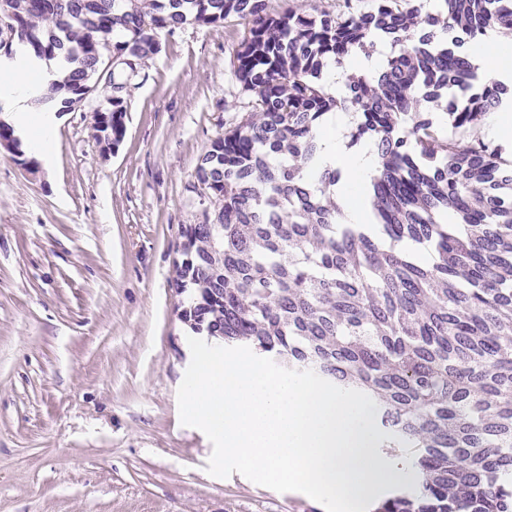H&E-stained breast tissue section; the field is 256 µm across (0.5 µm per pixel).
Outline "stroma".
I'll list each match as a JSON object with an SVG mask.
<instances>
[{
	"instance_id": "stroma-1",
	"label": "stroma",
	"mask_w": 512,
	"mask_h": 512,
	"mask_svg": "<svg viewBox=\"0 0 512 512\" xmlns=\"http://www.w3.org/2000/svg\"><path fill=\"white\" fill-rule=\"evenodd\" d=\"M247 34L233 17L187 24L116 70L115 151L94 136L102 89L54 118L36 173L0 149V512H325L209 475L211 442L179 418L181 228L211 206L201 156L252 109L233 75Z\"/></svg>"
}]
</instances>
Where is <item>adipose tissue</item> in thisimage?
I'll return each instance as SVG.
<instances>
[{
    "mask_svg": "<svg viewBox=\"0 0 512 512\" xmlns=\"http://www.w3.org/2000/svg\"><path fill=\"white\" fill-rule=\"evenodd\" d=\"M56 69L53 60L0 67V95H6L9 107L4 119L15 126L24 148L45 157L51 152L54 128L48 118L31 112L27 100L33 85L45 81ZM345 122L346 117L341 113L330 119L323 134V160L345 174L340 193L346 223L364 224L368 215L360 193L374 174L377 160L370 151L350 150L343 145L339 131Z\"/></svg>",
    "mask_w": 512,
    "mask_h": 512,
    "instance_id": "1",
    "label": "adipose tissue"
}]
</instances>
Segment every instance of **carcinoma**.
Listing matches in <instances>:
<instances>
[{
  "instance_id": "obj_1",
  "label": "carcinoma",
  "mask_w": 512,
  "mask_h": 512,
  "mask_svg": "<svg viewBox=\"0 0 512 512\" xmlns=\"http://www.w3.org/2000/svg\"><path fill=\"white\" fill-rule=\"evenodd\" d=\"M438 2L271 16L266 0H0V17L31 60L73 65L36 98L58 114L109 51L120 65L158 53L162 30L249 24L234 74L261 119L214 139L197 168L213 210L182 230L175 285L197 297L181 320L370 396L380 448L410 452L416 471L373 512H512V162L456 138L512 107L509 77L474 89L468 53L491 28L512 37V6ZM378 40L398 48L378 77L330 95L322 70ZM339 106L360 117L351 145L377 158L369 224L343 223L342 173L319 165L317 123ZM125 115L122 99L98 111L96 139L119 145Z\"/></svg>"
}]
</instances>
